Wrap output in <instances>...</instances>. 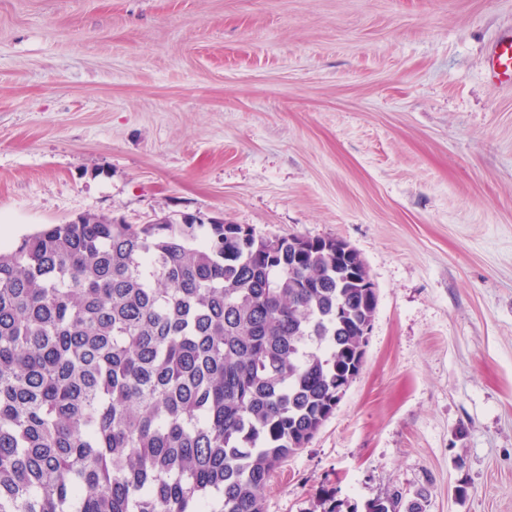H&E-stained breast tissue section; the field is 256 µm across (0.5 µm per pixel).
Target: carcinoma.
Returning a JSON list of instances; mask_svg holds the SVG:
<instances>
[{
    "label": "carcinoma",
    "instance_id": "1",
    "mask_svg": "<svg viewBox=\"0 0 512 512\" xmlns=\"http://www.w3.org/2000/svg\"><path fill=\"white\" fill-rule=\"evenodd\" d=\"M269 241L86 212L0 251V512H265L377 306L356 249Z\"/></svg>",
    "mask_w": 512,
    "mask_h": 512
}]
</instances>
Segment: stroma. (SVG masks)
Returning <instances> with one entry per match:
<instances>
[{
	"mask_svg": "<svg viewBox=\"0 0 512 512\" xmlns=\"http://www.w3.org/2000/svg\"><path fill=\"white\" fill-rule=\"evenodd\" d=\"M510 28L512 0H0V249L88 211L345 240L365 363L266 512H512ZM488 60L492 82L512 87V35H505L493 44ZM403 495L399 490L385 493L365 505V512H401Z\"/></svg>",
	"mask_w": 512,
	"mask_h": 512,
	"instance_id": "1",
	"label": "stroma"
}]
</instances>
